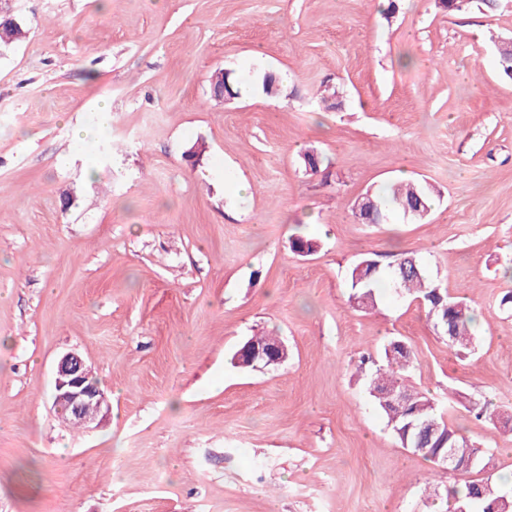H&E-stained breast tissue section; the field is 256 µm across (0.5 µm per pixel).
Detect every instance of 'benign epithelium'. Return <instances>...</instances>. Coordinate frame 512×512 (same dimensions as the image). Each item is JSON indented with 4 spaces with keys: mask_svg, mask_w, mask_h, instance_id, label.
I'll use <instances>...</instances> for the list:
<instances>
[{
    "mask_svg": "<svg viewBox=\"0 0 512 512\" xmlns=\"http://www.w3.org/2000/svg\"><path fill=\"white\" fill-rule=\"evenodd\" d=\"M288 358L287 345L276 338L266 343L247 341L234 355L239 367H270ZM91 372L85 361L75 352H68L57 362L53 405L66 420L84 429L102 424L111 411L105 393L89 383Z\"/></svg>",
    "mask_w": 512,
    "mask_h": 512,
    "instance_id": "1",
    "label": "benign epithelium"
}]
</instances>
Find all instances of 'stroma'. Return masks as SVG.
<instances>
[{
  "label": "stroma",
  "mask_w": 512,
  "mask_h": 512,
  "mask_svg": "<svg viewBox=\"0 0 512 512\" xmlns=\"http://www.w3.org/2000/svg\"><path fill=\"white\" fill-rule=\"evenodd\" d=\"M376 2L22 0L0 52V512H434L444 471L355 373L395 337L512 497V432L468 410L512 413V0ZM220 69L252 93L215 101ZM104 103L108 134L80 141ZM402 171L435 189L428 215L356 221ZM405 250L474 309L472 353L390 286L350 307L354 265ZM257 333L287 361L233 366ZM70 351L111 401L99 428L53 407ZM25 35L21 24L13 15L0 16V49H8L14 43L20 41ZM493 403L490 399L473 401L470 404L469 411L475 413V417L482 420L490 429H497L498 424L504 419L509 418L507 414L492 408Z\"/></svg>",
  "instance_id": "stroma-1"
}]
</instances>
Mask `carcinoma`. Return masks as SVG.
<instances>
[{"instance_id":"cac0c4a2","label":"carcinoma","mask_w":512,"mask_h":512,"mask_svg":"<svg viewBox=\"0 0 512 512\" xmlns=\"http://www.w3.org/2000/svg\"><path fill=\"white\" fill-rule=\"evenodd\" d=\"M25 35L21 24L11 15L0 16V49H8ZM216 88L214 97L223 98L218 88L223 87L239 94L238 83L223 73L212 78ZM379 215L384 219L405 218L410 205L422 202L426 208L432 205V190L429 186L415 183H396L385 186L372 194ZM319 248L317 239L294 236L290 240L292 252L315 253ZM368 268L355 265L349 277V302L353 308L370 310L375 308L379 292L380 264L368 256L361 259ZM389 278L396 294H415L428 306V316L448 347L456 354L469 353L473 349L472 330L476 320L474 310L448 294L442 293L434 284L425 265L412 252L392 255L388 263ZM411 350L402 339L391 340L380 358L364 355L359 360L358 370L368 372V393L376 408L386 418L388 426L403 448H411L431 460L451 451L453 456L469 467L457 475L448 476L446 495L453 498V508L464 512H512V499L500 493L490 478H475L474 471L490 472L494 469V449L474 444L458 435L444 417L438 413L434 399L427 393L405 383V373L410 368ZM404 391L410 401L406 406L382 401L378 394ZM469 410L489 428L495 430L507 417L493 408L489 399L473 401Z\"/></svg>"}]
</instances>
